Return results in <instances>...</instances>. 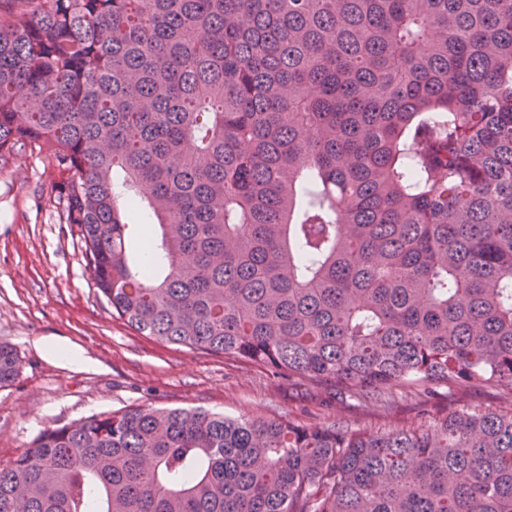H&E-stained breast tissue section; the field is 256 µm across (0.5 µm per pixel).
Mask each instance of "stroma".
<instances>
[{
	"label": "stroma",
	"mask_w": 512,
	"mask_h": 512,
	"mask_svg": "<svg viewBox=\"0 0 512 512\" xmlns=\"http://www.w3.org/2000/svg\"><path fill=\"white\" fill-rule=\"evenodd\" d=\"M56 179L38 150L0 159V340L21 360L17 378L0 388V461L20 454L45 427L141 405L232 418L288 414L306 424L376 430L411 423L435 407L501 404L496 390L442 383L395 389L385 410L326 385L139 335L98 295L77 234L59 221L51 196ZM45 340L65 343L91 366L48 356Z\"/></svg>",
	"instance_id": "1"
}]
</instances>
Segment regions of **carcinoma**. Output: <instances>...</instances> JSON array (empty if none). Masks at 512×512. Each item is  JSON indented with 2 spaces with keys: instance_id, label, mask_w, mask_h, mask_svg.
I'll return each mask as SVG.
<instances>
[{
  "instance_id": "1",
  "label": "carcinoma",
  "mask_w": 512,
  "mask_h": 512,
  "mask_svg": "<svg viewBox=\"0 0 512 512\" xmlns=\"http://www.w3.org/2000/svg\"><path fill=\"white\" fill-rule=\"evenodd\" d=\"M27 146L140 335L505 403L377 432L93 414L0 461V512H512V0H0V158Z\"/></svg>"
}]
</instances>
